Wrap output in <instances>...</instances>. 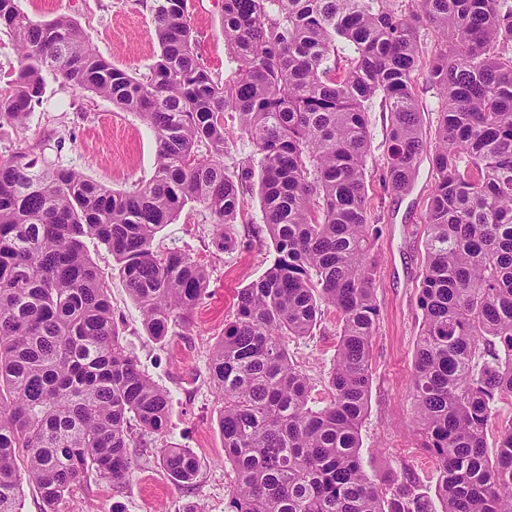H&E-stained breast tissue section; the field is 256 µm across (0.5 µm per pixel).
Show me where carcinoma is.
I'll return each mask as SVG.
<instances>
[{
  "mask_svg": "<svg viewBox=\"0 0 512 512\" xmlns=\"http://www.w3.org/2000/svg\"><path fill=\"white\" fill-rule=\"evenodd\" d=\"M151 13L160 54L134 77L98 55L70 17L38 20L0 0V27L19 56L0 91V125L26 124L52 70L137 113L157 141L152 178L129 192L21 148L0 158V512H20L24 481L43 512H58L92 473L129 483L136 428L154 437L175 485L197 478L194 453L165 439L169 395L122 343L85 240L106 245L147 333L164 339L202 300L208 274L182 252L158 255V229L199 202L225 248L224 225L236 223L240 191L255 177L276 256L239 292L210 364L234 473L228 512H432L414 478L377 481L359 456L378 319L366 113L376 99L390 113L386 178L407 190L427 148L420 79L442 105L413 423L437 464L441 512H512V419L496 423L498 402L512 397V5L224 0L233 64L224 80L198 57L189 0H153ZM425 30L442 41L427 57ZM341 49L349 55L338 75ZM226 112L254 147L233 175ZM324 305L338 314L339 340L328 400L315 406L288 339L312 335Z\"/></svg>",
  "mask_w": 512,
  "mask_h": 512,
  "instance_id": "1",
  "label": "carcinoma"
}]
</instances>
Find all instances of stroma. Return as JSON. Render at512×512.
I'll return each instance as SVG.
<instances>
[{
	"label": "stroma",
	"mask_w": 512,
	"mask_h": 512,
	"mask_svg": "<svg viewBox=\"0 0 512 512\" xmlns=\"http://www.w3.org/2000/svg\"><path fill=\"white\" fill-rule=\"evenodd\" d=\"M151 0H18L22 11L40 20L73 18L106 60L131 74L146 73L160 52L151 20ZM196 51L219 78L232 64L224 45V0H192ZM40 105L24 129L0 126V157L29 147L56 165L83 172L116 191H133L150 180L156 161L153 129L136 113L108 99L73 89L61 75L46 73ZM371 151L366 157L369 219L378 228L374 250L379 263L375 298L379 317L371 347V388L361 427V456L369 475L413 474L422 492L434 496L437 469L419 446L411 426L414 352L422 315L418 285L425 265L426 201L435 182L429 158H421L411 188L393 193L385 180L383 148L388 113L373 106L368 114ZM229 244L218 249L213 217L205 205H187L173 223L155 235L158 253L179 250L200 263L209 276L203 301L158 340L144 329L110 251L98 240L88 253L109 286L112 313L124 345L141 368L170 397L167 440L196 455V480L176 486L169 480L151 436H136L131 451L132 481L121 487L96 476L75 486L61 512H226L234 474L224 461L218 428L221 400L209 377L213 350L232 318L239 292L257 280L275 256L261 222L257 186L243 197V213L226 229ZM336 314L324 308L314 334L288 341L290 359L323 385L336 358Z\"/></svg>",
	"instance_id": "1"
}]
</instances>
